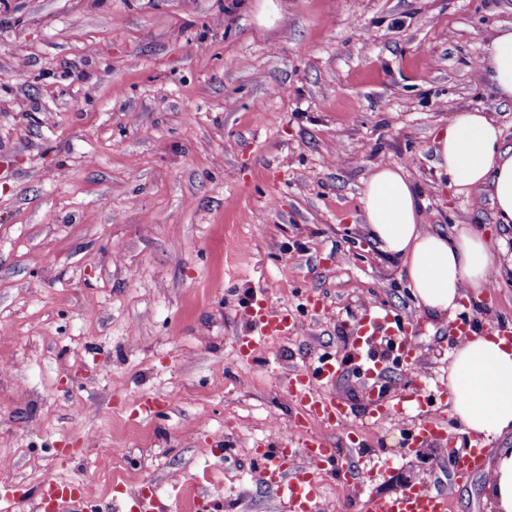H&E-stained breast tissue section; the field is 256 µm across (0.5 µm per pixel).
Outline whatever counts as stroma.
Instances as JSON below:
<instances>
[{
    "mask_svg": "<svg viewBox=\"0 0 512 512\" xmlns=\"http://www.w3.org/2000/svg\"><path fill=\"white\" fill-rule=\"evenodd\" d=\"M511 27L512 0H0V463L16 512H40L47 479L91 507L176 482L172 512H282L257 451L299 427L341 452L316 512H363L421 472L448 512H493L512 431L460 476L447 447L476 438L450 408L444 440L415 451L421 417L369 418L356 371L335 426L284 387L355 350L368 312L419 349L412 367L377 341L391 396L447 383L449 321L512 327V277L453 317L423 312L361 202L375 165L400 166L429 229L512 242L488 195L438 178L433 144L479 106L512 145V101L475 76ZM255 295L300 328L245 361Z\"/></svg>",
    "mask_w": 512,
    "mask_h": 512,
    "instance_id": "obj_1",
    "label": "stroma"
}]
</instances>
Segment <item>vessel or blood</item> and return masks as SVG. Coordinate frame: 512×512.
<instances>
[{
  "label": "vessel or blood",
  "mask_w": 512,
  "mask_h": 512,
  "mask_svg": "<svg viewBox=\"0 0 512 512\" xmlns=\"http://www.w3.org/2000/svg\"><path fill=\"white\" fill-rule=\"evenodd\" d=\"M250 331L238 339L240 357H248L262 345L278 340L298 328L297 320L286 309L270 307L265 300L254 299L247 310ZM345 371L344 361L327 363L310 372L293 375L287 393L290 399L306 407L309 413L329 422L344 421L351 407L342 398L327 393ZM372 414L381 415L391 408H418L422 405L420 392H413L396 403H389L380 391L368 394ZM337 451L317 438L304 442L302 449L274 448L262 452L263 467L260 479L285 501L289 512H315L320 496L318 466L335 462ZM484 451L478 447L460 448L454 452V467L458 475H466L482 467ZM55 512H87L85 501L75 487L55 490ZM365 512H448L446 493L434 491L418 483H410L402 492L392 495H374L365 502Z\"/></svg>",
  "instance_id": "b4317fda"
}]
</instances>
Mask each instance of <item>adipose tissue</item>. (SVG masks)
<instances>
[{
  "label": "adipose tissue",
  "mask_w": 512,
  "mask_h": 512,
  "mask_svg": "<svg viewBox=\"0 0 512 512\" xmlns=\"http://www.w3.org/2000/svg\"><path fill=\"white\" fill-rule=\"evenodd\" d=\"M479 77L498 99L512 100V30L498 32ZM435 166L458 192H489L499 223H512V146L482 109L451 114L436 131ZM364 222L380 248L401 260L417 304L445 315L476 301L503 276L491 242L470 225L445 234L425 228L420 200L402 169L374 166L362 196ZM451 410L466 430L492 441L512 430V346L493 336L466 337L448 372ZM495 512H512V452L495 461L487 484Z\"/></svg>",
  "instance_id": "1"
}]
</instances>
